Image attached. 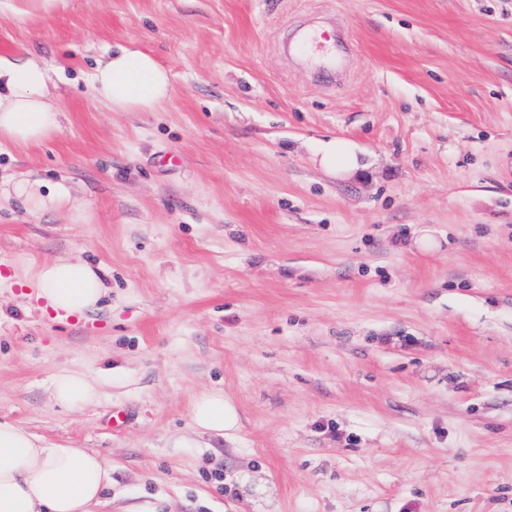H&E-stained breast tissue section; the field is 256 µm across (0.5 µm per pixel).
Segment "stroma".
<instances>
[{
    "label": "stroma",
    "mask_w": 512,
    "mask_h": 512,
    "mask_svg": "<svg viewBox=\"0 0 512 512\" xmlns=\"http://www.w3.org/2000/svg\"><path fill=\"white\" fill-rule=\"evenodd\" d=\"M131 43L159 111L90 92ZM0 56L63 112L0 181L74 198L0 197L1 421L111 459L109 512H512V0H71L1 12ZM329 137L369 168L325 173ZM77 256L107 294L60 317L35 272ZM61 368L100 403L54 405ZM211 390L238 430L172 447ZM70 0H2L1 9H7L19 19H25L32 13L51 14L67 8ZM87 81L93 97L113 112L158 111L172 92L170 71L133 46L105 51ZM309 148L314 162L331 175L351 176L369 166L363 151L348 140L315 139ZM5 194L25 211L36 214L61 209L71 202V190L63 182L49 184L23 176L6 182Z\"/></svg>",
    "instance_id": "35a3bbf8"
}]
</instances>
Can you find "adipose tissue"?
<instances>
[{
  "label": "adipose tissue",
  "instance_id": "ef3b65f1",
  "mask_svg": "<svg viewBox=\"0 0 512 512\" xmlns=\"http://www.w3.org/2000/svg\"><path fill=\"white\" fill-rule=\"evenodd\" d=\"M49 81L47 66L0 57V140L27 147L60 131L61 114ZM87 81L93 97L114 112L158 111L172 92L169 70L133 46L105 51ZM310 152L324 172L335 176H350L368 166L363 151L348 140L315 139ZM6 194L32 214L71 202L65 183L26 176L9 181ZM36 279L47 307L67 316L95 308L106 292L99 268L78 257L43 263ZM100 397L97 376L61 369L53 377L52 400L57 406H89ZM191 420L199 434L225 436L239 428L234 403L220 391L197 396ZM111 483L112 467L98 452L53 445L0 421V512H99Z\"/></svg>",
  "mask_w": 512,
  "mask_h": 512
}]
</instances>
